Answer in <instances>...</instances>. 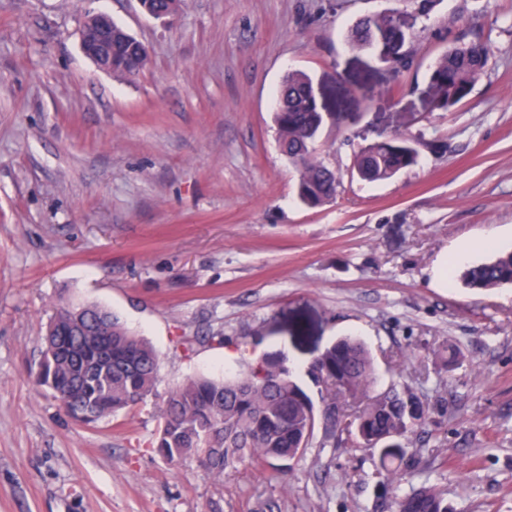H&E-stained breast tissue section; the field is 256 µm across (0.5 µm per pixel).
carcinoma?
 <instances>
[{"mask_svg":"<svg viewBox=\"0 0 512 512\" xmlns=\"http://www.w3.org/2000/svg\"><path fill=\"white\" fill-rule=\"evenodd\" d=\"M179 0H143L157 15L175 12ZM413 39L410 29L386 13L358 22L348 34L351 47L374 44L392 56L393 67L408 70L411 53L399 54ZM134 38L114 27L112 73L134 76L150 65L147 52L124 48ZM492 55L482 40L460 42L433 63L429 83L438 102L450 109L466 98L485 73ZM325 104L311 76L288 73L276 96L274 124L281 153L299 170L297 198L315 208L336 195V173L318 160L313 145L324 123ZM418 163V152L403 137L366 145L354 155L361 181L381 182ZM464 286L491 290L512 285V252L459 271ZM36 382L52 390L73 419L93 424L133 408L154 394L159 361L153 348L133 334L112 311L97 304L56 308L42 337ZM307 376L317 388L316 404L293 376L286 355L273 350L233 378H189L158 406L154 448L170 463L195 460L219 481L239 462L287 469L303 454L315 429L320 447H336V433L355 427L360 442L381 451L380 468L398 476L391 463L406 453L393 448L427 418L429 406L410 388L370 394L374 360L363 342L344 337L327 346ZM390 512H452L434 487L393 497Z\"/></svg>","mask_w":512,"mask_h":512,"instance_id":"1","label":"carcinoma"}]
</instances>
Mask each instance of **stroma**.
<instances>
[{
    "mask_svg": "<svg viewBox=\"0 0 512 512\" xmlns=\"http://www.w3.org/2000/svg\"><path fill=\"white\" fill-rule=\"evenodd\" d=\"M386 9L416 67L351 50ZM105 13L149 49L127 78L82 53ZM479 38L487 71L452 108L429 69ZM312 76L332 112L315 149L335 197L296 199L274 95ZM395 134L419 153L392 179L350 176ZM512 250V0H0V512H377V450L341 433L283 473L242 462L215 481L153 447L157 407L195 376L282 351L293 372L337 338L364 341L373 392L410 387L430 411L397 461L453 512H512V286L440 287L431 271L482 240ZM94 302L156 351L155 395L87 426L32 374L56 304ZM226 341H211L213 332ZM459 360L449 364L450 350Z\"/></svg>",
    "mask_w": 512,
    "mask_h": 512,
    "instance_id": "1",
    "label": "stroma"
}]
</instances>
